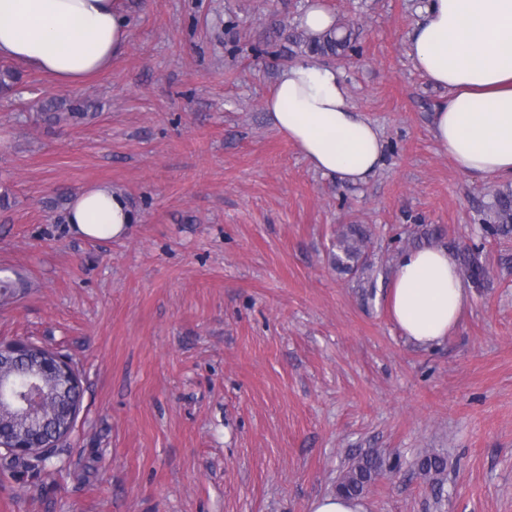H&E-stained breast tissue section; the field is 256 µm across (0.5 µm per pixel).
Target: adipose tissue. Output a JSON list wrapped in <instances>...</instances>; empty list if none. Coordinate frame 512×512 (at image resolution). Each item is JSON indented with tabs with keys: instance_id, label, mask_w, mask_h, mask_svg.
Listing matches in <instances>:
<instances>
[{
	"instance_id": "adipose-tissue-1",
	"label": "adipose tissue",
	"mask_w": 512,
	"mask_h": 512,
	"mask_svg": "<svg viewBox=\"0 0 512 512\" xmlns=\"http://www.w3.org/2000/svg\"><path fill=\"white\" fill-rule=\"evenodd\" d=\"M131 37L124 0H0V58L77 86L106 70ZM407 53L442 96L433 109L439 151L466 174L512 183V0H424ZM272 126L336 186L364 185L382 165L379 129L352 104L341 71L307 57L286 66L266 99ZM140 218L107 184L76 191L66 222L77 237L128 235ZM468 286L453 252L397 258L388 303L404 336L440 344L459 323Z\"/></svg>"
}]
</instances>
